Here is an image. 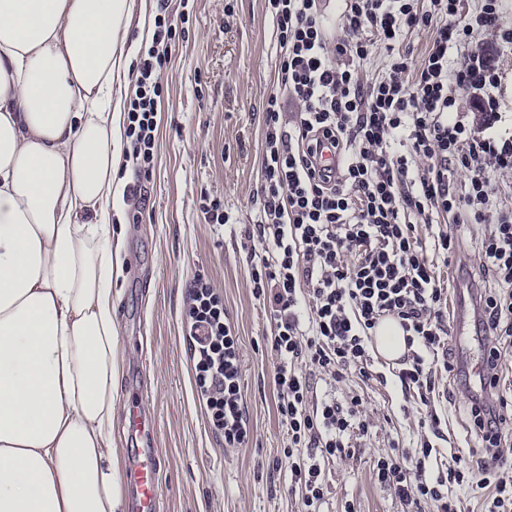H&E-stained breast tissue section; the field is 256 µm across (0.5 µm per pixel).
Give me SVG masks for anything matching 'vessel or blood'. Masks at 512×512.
I'll return each mask as SVG.
<instances>
[{
    "label": "vessel or blood",
    "instance_id": "vessel-or-blood-1",
    "mask_svg": "<svg viewBox=\"0 0 512 512\" xmlns=\"http://www.w3.org/2000/svg\"><path fill=\"white\" fill-rule=\"evenodd\" d=\"M127 434L133 445L126 467L130 512H160L156 435L151 419L140 404L129 408Z\"/></svg>",
    "mask_w": 512,
    "mask_h": 512
}]
</instances>
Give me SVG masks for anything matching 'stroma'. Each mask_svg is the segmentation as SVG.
<instances>
[{
	"label": "stroma",
	"mask_w": 512,
	"mask_h": 512,
	"mask_svg": "<svg viewBox=\"0 0 512 512\" xmlns=\"http://www.w3.org/2000/svg\"><path fill=\"white\" fill-rule=\"evenodd\" d=\"M177 21L171 62L162 75L164 99L155 163L150 175L121 163L124 186L141 185V211L119 199L112 232L121 245V267L112 278L122 346L112 449L124 456L122 421L131 399L154 418L162 463L160 512H300L288 491L286 429L277 412L276 360L267 338L269 314L250 288L247 233L263 202L260 166L265 101L277 83L276 28L267 0H169ZM473 45L494 57L502 71L499 135H512V53L503 52L490 32ZM220 198L232 224H207L201 195ZM465 264L426 258L448 285V318L456 320L460 292L489 288L475 277L477 226H460ZM209 280L224 299V311L238 337L240 395L250 440L224 444L210 412L200 403L191 344L186 337L188 289L196 277ZM370 378L353 376L337 384L336 398L354 391L365 400L367 434L350 441L349 457L325 464L327 492L322 512H404L393 488L377 483L373 462L396 451L414 452L419 415L403 410L396 363L379 353L370 358ZM435 408L443 436L426 464V474L445 475L451 450L477 448L471 434L466 394L447 373H439Z\"/></svg>",
	"instance_id": "1"
}]
</instances>
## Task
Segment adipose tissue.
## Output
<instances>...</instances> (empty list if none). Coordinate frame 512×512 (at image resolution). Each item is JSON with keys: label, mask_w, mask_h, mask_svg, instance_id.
<instances>
[{"label": "adipose tissue", "mask_w": 512, "mask_h": 512, "mask_svg": "<svg viewBox=\"0 0 512 512\" xmlns=\"http://www.w3.org/2000/svg\"><path fill=\"white\" fill-rule=\"evenodd\" d=\"M134 0H0V512H122L112 205Z\"/></svg>", "instance_id": "adipose-tissue-1"}]
</instances>
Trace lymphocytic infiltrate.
Returning <instances> with one entry per match:
<instances>
[{
  "instance_id": "f902f5d3",
  "label": "lymphocytic infiltrate",
  "mask_w": 512,
  "mask_h": 512,
  "mask_svg": "<svg viewBox=\"0 0 512 512\" xmlns=\"http://www.w3.org/2000/svg\"><path fill=\"white\" fill-rule=\"evenodd\" d=\"M279 46L276 88L267 98L261 164L263 204L255 225L262 250L251 255L252 293L268 307L270 346L277 360V412L287 430L289 483L303 512H320L326 461L349 455L354 432H367L363 399L338 402L315 395L313 375L336 383L367 375V348L381 319L399 322L407 353L396 376L404 397L426 408L417 454H388L374 465L381 485L408 506L431 501L436 512H462L457 490L487 491L486 512H512V480L501 469L512 435V399L500 392L502 342L512 339V208L493 205L492 176L512 172V136L496 135L502 120L501 76L489 57L472 52L475 34L499 35L512 52V26L499 0H336L326 16L318 0H268ZM339 38H330V30ZM416 29L432 32L421 61L403 50ZM176 28L156 18L141 51L129 97L126 159L139 173L154 167L161 75ZM384 49L381 73H359ZM474 90L483 134L467 127L457 90ZM298 110L285 118L284 103ZM336 149V168H317L323 142ZM466 176L463 193L450 187ZM480 224L478 270L494 287L478 295L486 395L467 401L468 423L483 453L453 456L446 476L426 475L440 436L434 407L437 369L449 358L448 289L424 256L418 227L440 215ZM188 333L198 355V385L213 424L228 446L245 443L248 426L239 396L235 339L213 286L196 278L189 289Z\"/></svg>"
}]
</instances>
